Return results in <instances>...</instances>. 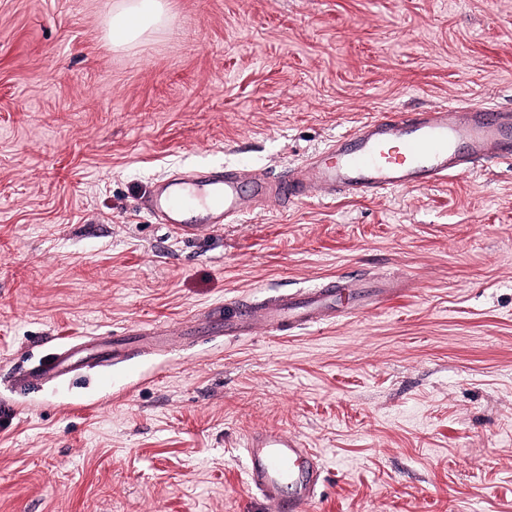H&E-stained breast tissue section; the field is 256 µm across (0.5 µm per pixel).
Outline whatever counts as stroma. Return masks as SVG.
<instances>
[{
    "mask_svg": "<svg viewBox=\"0 0 512 512\" xmlns=\"http://www.w3.org/2000/svg\"><path fill=\"white\" fill-rule=\"evenodd\" d=\"M0 0V512H270L246 433L323 460L307 512H512V162L368 199L313 196L171 233L175 173L301 169L388 110H512V0ZM342 272L293 332L194 340L239 298ZM160 333L107 367L101 341ZM81 343L78 370L29 371ZM164 22L160 0H129L112 16L111 32L114 44H123L139 37L150 28Z\"/></svg>",
    "mask_w": 512,
    "mask_h": 512,
    "instance_id": "1",
    "label": "stroma"
}]
</instances>
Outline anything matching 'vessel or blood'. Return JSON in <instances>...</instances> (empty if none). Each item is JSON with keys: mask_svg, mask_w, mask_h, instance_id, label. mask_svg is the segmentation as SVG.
<instances>
[{"mask_svg": "<svg viewBox=\"0 0 512 512\" xmlns=\"http://www.w3.org/2000/svg\"><path fill=\"white\" fill-rule=\"evenodd\" d=\"M498 159H512V112L464 104L453 110H389L341 135L310 160L303 173L247 179L238 170L208 172L176 183L159 184L150 208L184 238L201 229L243 217L250 199L280 204L304 200L313 191L326 197L364 198L425 186L473 171ZM347 283L328 280L301 295L284 294L270 303L239 299L216 312L212 327L227 337L251 332L255 321L271 331H290L335 316ZM130 336L101 343L98 361L125 353ZM78 353L68 349L38 367L34 376L69 374ZM247 479L272 512H305L325 481L318 454L302 439L281 429L258 430L244 440Z\"/></svg>", "mask_w": 512, "mask_h": 512, "instance_id": "b4317fda", "label": "vessel or blood"}]
</instances>
